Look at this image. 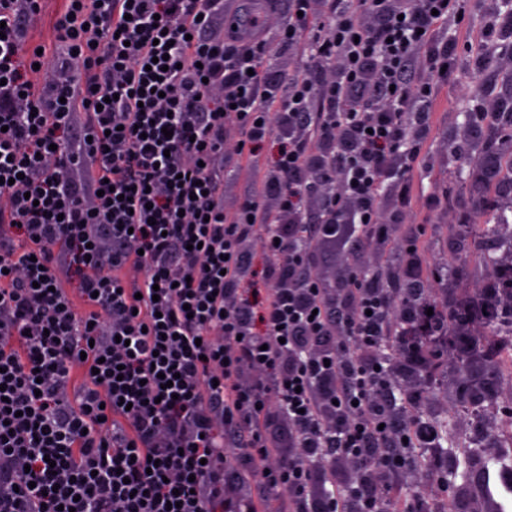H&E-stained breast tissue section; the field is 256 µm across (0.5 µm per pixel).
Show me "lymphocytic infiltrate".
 Returning <instances> with one entry per match:
<instances>
[{"label": "lymphocytic infiltrate", "instance_id": "lymphocytic-infiltrate-1", "mask_svg": "<svg viewBox=\"0 0 512 512\" xmlns=\"http://www.w3.org/2000/svg\"><path fill=\"white\" fill-rule=\"evenodd\" d=\"M41 2L0 0V512H423L415 387L512 321V256L478 283L455 259L437 291L402 221L452 55L433 36L466 0H288V73L264 12L213 35L224 0H66L49 56L24 40ZM276 134L225 211L226 140L250 159ZM392 223L404 261L367 274ZM301 54L302 48L300 47H293L289 51L272 52L268 57L270 58L268 62L275 70L288 72V70H293L299 66ZM315 252L317 254V267L316 272L321 280L326 284H334L336 277V258L329 254L326 247L318 242L315 245Z\"/></svg>", "mask_w": 512, "mask_h": 512}]
</instances>
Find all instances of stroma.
<instances>
[{"label":"stroma","instance_id":"obj_1","mask_svg":"<svg viewBox=\"0 0 512 512\" xmlns=\"http://www.w3.org/2000/svg\"><path fill=\"white\" fill-rule=\"evenodd\" d=\"M504 0H469L463 21H449L436 31L437 41L455 44L454 59L446 82L434 94L432 130L422 146L426 163L413 175L412 222L425 225L422 241L424 270L447 273L456 245L471 240L483 222L480 197L461 183L458 173H471L473 163L458 153L467 143L473 153L494 147L496 124L505 122L497 111L492 124L475 132L466 115L481 105L512 102V29L502 20L511 12ZM278 150L277 140L266 142L254 162L230 160L224 166V207L235 208L251 191L255 171L270 164ZM484 378L494 384L491 401L474 412L457 405L451 395L466 377ZM422 390L434 399L439 415L453 422L463 443L478 442L482 457L493 458L503 449V437L512 431V417L503 408L512 404V378L499 375L493 362L474 367L469 375L441 370L424 382Z\"/></svg>","mask_w":512,"mask_h":512}]
</instances>
